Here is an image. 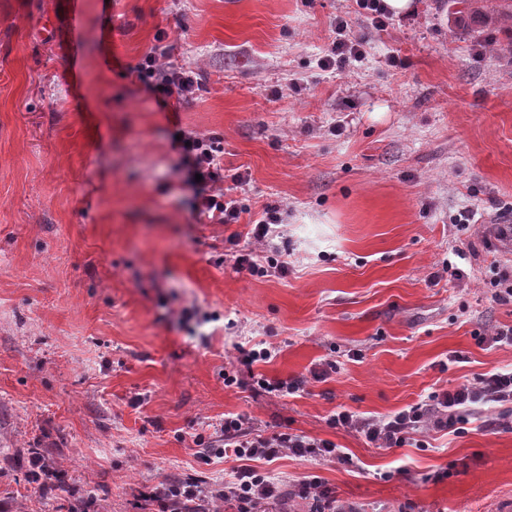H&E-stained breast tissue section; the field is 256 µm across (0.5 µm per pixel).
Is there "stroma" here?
<instances>
[{
	"label": "stroma",
	"mask_w": 512,
	"mask_h": 512,
	"mask_svg": "<svg viewBox=\"0 0 512 512\" xmlns=\"http://www.w3.org/2000/svg\"><path fill=\"white\" fill-rule=\"evenodd\" d=\"M77 2L73 26L60 0H0V512H154L143 487L229 477L235 460H200L194 437L221 446L243 412L347 448L351 467L265 469L316 473L355 512L512 506L498 408L399 448L329 424L512 369L490 340L512 325L490 288L512 265L505 36L454 27L445 0L383 29L355 0ZM340 15L365 52L325 68ZM160 33L203 83L174 112L133 73ZM179 129L217 139L252 212L280 206L268 254L286 273L232 271L225 240L246 227L195 219ZM261 343L275 353L252 371L326 380L225 386L237 346ZM32 448L65 470L50 497L30 492Z\"/></svg>",
	"instance_id": "1"
}]
</instances>
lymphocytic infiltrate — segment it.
I'll return each instance as SVG.
<instances>
[{
	"label": "lymphocytic infiltrate",
	"instance_id": "f902f5d3",
	"mask_svg": "<svg viewBox=\"0 0 512 512\" xmlns=\"http://www.w3.org/2000/svg\"><path fill=\"white\" fill-rule=\"evenodd\" d=\"M168 45L156 44L146 52L135 68L140 82L163 101L184 102L196 97L202 88L196 71L190 67L168 64ZM172 149L191 174L199 175L197 215L215 224L247 221L246 236L231 235L227 242L238 274L256 275L264 270V248L279 222L278 208L264 206L261 213L249 214L236 195V188L247 184L245 173H226L224 150L215 141L189 131H181ZM495 404H512V370H496L454 388L431 393L426 400L385 417H363L342 410L332 418L335 427L362 437L377 448L403 446L414 433L449 431L464 422L472 409ZM224 444L221 457L240 460L230 479L220 483L189 477L154 488L148 494L158 512H270L273 506L294 499L307 501L308 512H343L335 492L314 473L287 485L270 472L258 469L261 461L270 462L292 455L319 463L338 461L352 464V456L338 444L297 432L263 433L253 418L245 413L224 417Z\"/></svg>",
	"mask_w": 512,
	"mask_h": 512
}]
</instances>
